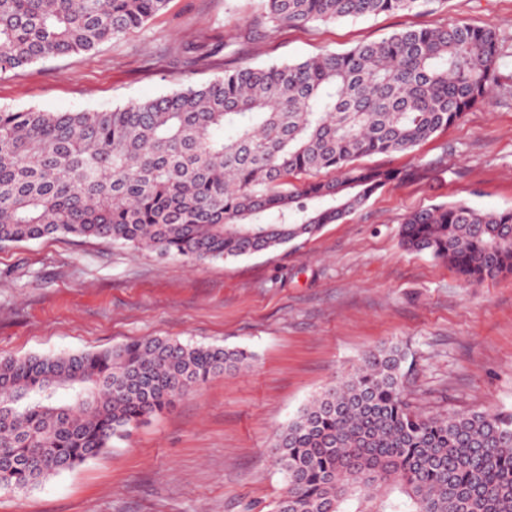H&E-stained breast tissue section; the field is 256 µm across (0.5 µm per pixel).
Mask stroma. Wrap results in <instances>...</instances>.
Masks as SVG:
<instances>
[{
  "label": "stroma",
  "mask_w": 512,
  "mask_h": 512,
  "mask_svg": "<svg viewBox=\"0 0 512 512\" xmlns=\"http://www.w3.org/2000/svg\"><path fill=\"white\" fill-rule=\"evenodd\" d=\"M256 6L169 0L142 29L0 78V109L102 110L222 77L223 56L184 71L176 52L237 36ZM457 18L497 30V72L512 77V0L286 27L243 44L238 63L342 52ZM439 157L446 169L435 179L386 187L345 221L274 252L191 263L64 236L0 247V357L151 336L255 355L250 369L214 378L96 458L34 489L0 490V512H272L287 488L276 430L386 342L408 349L418 409H512V275L469 285L429 254L404 250L398 236L405 214L442 203L512 209V87H497L414 151L361 163L402 168Z\"/></svg>",
  "instance_id": "obj_1"
}]
</instances>
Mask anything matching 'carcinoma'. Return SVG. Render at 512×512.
Returning a JSON list of instances; mask_svg holds the SVG:
<instances>
[{
	"label": "carcinoma",
	"mask_w": 512,
	"mask_h": 512,
	"mask_svg": "<svg viewBox=\"0 0 512 512\" xmlns=\"http://www.w3.org/2000/svg\"><path fill=\"white\" fill-rule=\"evenodd\" d=\"M168 2L0 0V77L92 51ZM420 2L259 0L241 38ZM224 48V76L207 84L93 112L0 111V246L64 235L191 261L275 251L436 173L440 160L413 171L356 161L414 150L501 84L499 33L460 20L265 67L235 66L238 49ZM218 52L187 43L179 63ZM398 235L469 283L512 274L511 209L436 205L406 215ZM408 358L396 342L370 350L277 430L287 491L274 512H512V410H418ZM253 360L160 337L1 357L0 489H33L102 454Z\"/></svg>",
	"instance_id": "1"
}]
</instances>
